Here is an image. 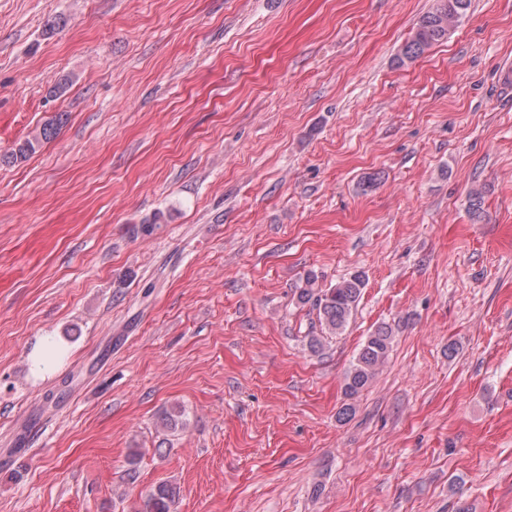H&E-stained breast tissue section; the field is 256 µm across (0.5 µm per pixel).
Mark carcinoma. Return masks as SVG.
<instances>
[{
	"instance_id": "obj_1",
	"label": "carcinoma",
	"mask_w": 512,
	"mask_h": 512,
	"mask_svg": "<svg viewBox=\"0 0 512 512\" xmlns=\"http://www.w3.org/2000/svg\"><path fill=\"white\" fill-rule=\"evenodd\" d=\"M469 6L470 0H437L436 6L420 18L412 35L402 45L397 56L399 63L416 60L435 43L448 38V34L466 16ZM63 121L64 115L60 114L44 124L32 137L0 154V163L15 165L27 160L43 144L56 137ZM364 288L365 278L361 273L352 274L327 288L319 286L318 277L313 273L302 279L295 289L294 298L297 304L308 305L316 312V321L310 322L306 335L312 351L322 349L328 337L343 333L357 309ZM392 334V327L382 323L367 336L346 376L345 395H357L370 382L388 355ZM176 495L177 487L173 485L156 486L147 498V512H170Z\"/></svg>"
}]
</instances>
